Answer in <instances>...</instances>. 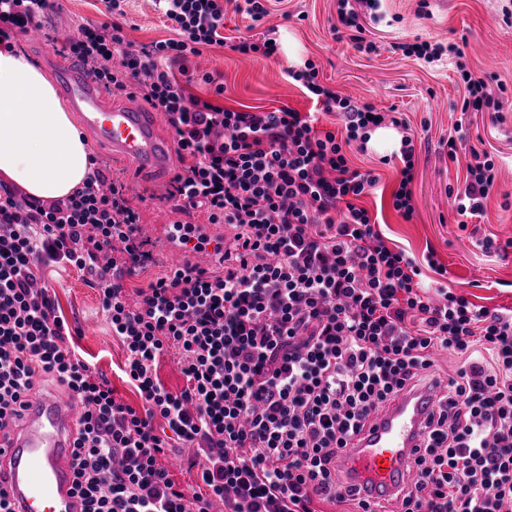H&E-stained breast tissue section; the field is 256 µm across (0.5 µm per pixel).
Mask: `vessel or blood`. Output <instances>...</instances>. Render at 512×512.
I'll use <instances>...</instances> for the list:
<instances>
[{
	"instance_id": "vessel-or-blood-1",
	"label": "vessel or blood",
	"mask_w": 512,
	"mask_h": 512,
	"mask_svg": "<svg viewBox=\"0 0 512 512\" xmlns=\"http://www.w3.org/2000/svg\"><path fill=\"white\" fill-rule=\"evenodd\" d=\"M56 72L62 95L99 146L134 174L173 177L175 157L169 138L159 131L158 113L112 104L102 84L80 66L62 62ZM439 394L427 383L389 404L368 440L343 452L339 479L358 471L372 478L383 496L407 484L414 467L412 449ZM80 413L75 400L62 394L25 398L17 426L0 436V489L13 512H79L72 457Z\"/></svg>"
}]
</instances>
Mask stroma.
<instances>
[{
	"label": "stroma",
	"mask_w": 512,
	"mask_h": 512,
	"mask_svg": "<svg viewBox=\"0 0 512 512\" xmlns=\"http://www.w3.org/2000/svg\"><path fill=\"white\" fill-rule=\"evenodd\" d=\"M512 0H381L377 18L361 14L366 41L376 52L357 51L345 38L334 37L337 0H272L269 20L278 27L280 48L266 58L245 56L229 47H208L193 60L197 73L220 75L223 96L214 86L194 81L190 93L242 112H260L282 106L302 113L315 105L286 75L288 68L311 60L320 81L343 94L383 109L399 112L415 137L416 176L412 184L415 215L405 221L391 206L390 195L400 179L402 163L398 144L369 142L352 145L347 155L353 169L373 172L376 191L360 199L376 228L392 247L405 249L416 261L434 250L447 269L445 277L424 270L422 282L441 281L449 291L472 303L495 309H512V249L486 252L482 239L512 240V112L501 122L488 114H461L465 90L456 78L457 63L496 76L512 98V26L502 21ZM101 0H59V10L42 31L39 42L18 38L17 47L38 61L48 76H55L46 56H62L65 41L81 25L102 17ZM127 38L138 44L171 38L172 32L155 11L151 0H130L124 22ZM458 45L462 59L445 57L428 64L409 58L399 44L414 37ZM463 138L494 156L498 178L484 202L482 216L461 221L452 194L463 188L465 161L448 158V138ZM168 183L147 178L131 183L128 195L144 230L161 224L168 202ZM38 276L54 296L58 313L76 334V351L110 382L116 397L132 405L141 399L123 368L127 350L112 334L99 293L87 275L72 266L41 267Z\"/></svg>",
	"instance_id": "stroma-1"
}]
</instances>
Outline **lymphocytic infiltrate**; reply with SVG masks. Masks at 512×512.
Segmentation results:
<instances>
[{
	"label": "lymphocytic infiltrate",
	"instance_id": "obj_1",
	"mask_svg": "<svg viewBox=\"0 0 512 512\" xmlns=\"http://www.w3.org/2000/svg\"><path fill=\"white\" fill-rule=\"evenodd\" d=\"M153 2L173 37L135 46L126 0H103L108 20L82 25L65 50L112 92L161 112L179 161L169 199L234 234L178 235L192 252L212 250L219 270L187 261L131 290L128 279L155 258L126 182L97 167L50 202L0 182V433L47 376L83 408L72 461L81 512H208L214 499L227 512H316L320 501L369 512L360 486L337 483L339 456L391 401L442 381L416 474L383 512H512V312L430 293L417 263L355 203L378 178L351 169L347 147L401 119L322 85L311 61L287 75L341 131L287 106L240 112L192 96L179 77L203 48L226 44L223 0ZM55 11L54 0H0V39L43 27ZM456 73L462 112L499 121L507 100L489 79L462 62ZM415 153L403 136L391 198L407 221ZM470 155L454 205L472 218L497 165L488 152ZM41 264L91 277L140 406L80 359L37 284ZM172 347L187 380L175 394L154 373ZM438 349L459 358L455 376L442 378ZM177 443L195 449L205 492L173 480L164 460Z\"/></svg>",
	"mask_w": 512,
	"mask_h": 512
}]
</instances>
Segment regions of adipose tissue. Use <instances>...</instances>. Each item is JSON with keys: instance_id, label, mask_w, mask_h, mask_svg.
Masks as SVG:
<instances>
[{"instance_id": "adipose-tissue-1", "label": "adipose tissue", "mask_w": 512, "mask_h": 512, "mask_svg": "<svg viewBox=\"0 0 512 512\" xmlns=\"http://www.w3.org/2000/svg\"><path fill=\"white\" fill-rule=\"evenodd\" d=\"M91 172V154L51 80L0 45V179L38 200L65 198Z\"/></svg>"}]
</instances>
